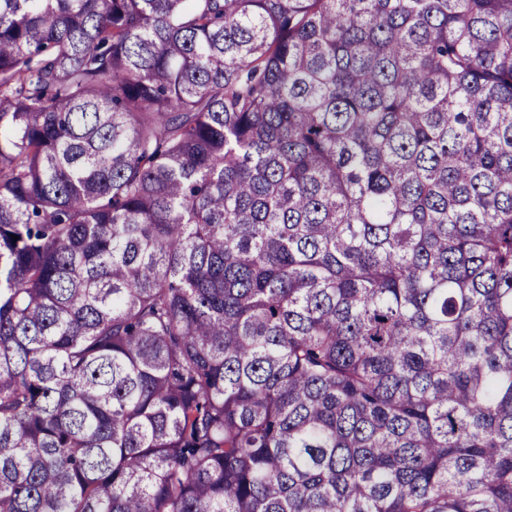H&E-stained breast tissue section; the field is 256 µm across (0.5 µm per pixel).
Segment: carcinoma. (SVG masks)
Masks as SVG:
<instances>
[{
	"instance_id": "carcinoma-1",
	"label": "carcinoma",
	"mask_w": 512,
	"mask_h": 512,
	"mask_svg": "<svg viewBox=\"0 0 512 512\" xmlns=\"http://www.w3.org/2000/svg\"><path fill=\"white\" fill-rule=\"evenodd\" d=\"M0 512H512V0H0Z\"/></svg>"
}]
</instances>
